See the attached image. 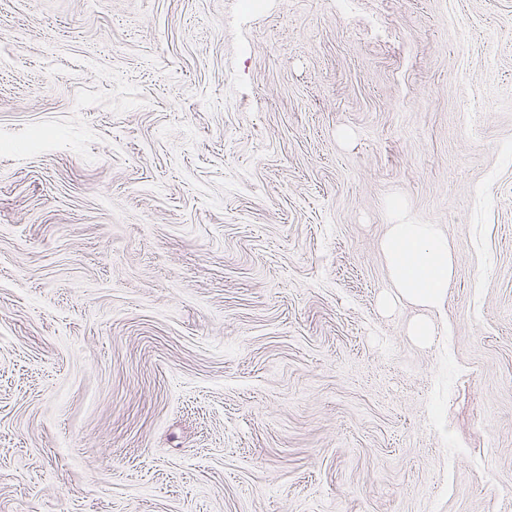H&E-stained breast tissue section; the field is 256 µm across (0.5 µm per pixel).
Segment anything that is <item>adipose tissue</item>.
Here are the masks:
<instances>
[{
  "label": "adipose tissue",
  "instance_id": "obj_1",
  "mask_svg": "<svg viewBox=\"0 0 512 512\" xmlns=\"http://www.w3.org/2000/svg\"><path fill=\"white\" fill-rule=\"evenodd\" d=\"M380 248L398 296L427 309L444 301L455 277L456 257L437 225H390Z\"/></svg>",
  "mask_w": 512,
  "mask_h": 512
}]
</instances>
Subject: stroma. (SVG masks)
Here are the masks:
<instances>
[{"label":"stroma","mask_w":512,"mask_h":512,"mask_svg":"<svg viewBox=\"0 0 512 512\" xmlns=\"http://www.w3.org/2000/svg\"><path fill=\"white\" fill-rule=\"evenodd\" d=\"M0 512H512V0H0ZM380 248L398 296L427 309L445 300L455 277L456 257L437 225H389Z\"/></svg>","instance_id":"35a3bbf8"}]
</instances>
